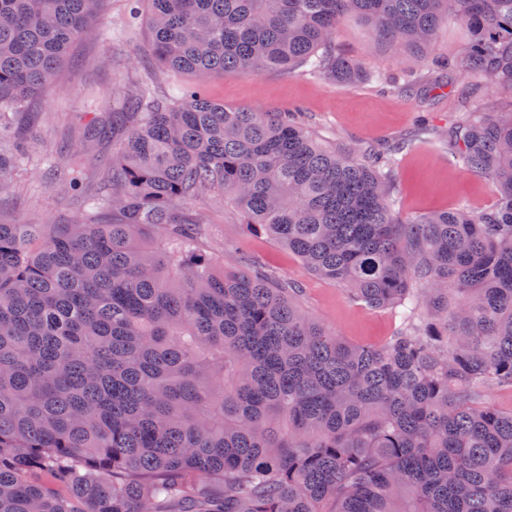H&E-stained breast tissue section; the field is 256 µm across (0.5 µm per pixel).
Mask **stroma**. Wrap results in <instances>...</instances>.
Here are the masks:
<instances>
[{
  "label": "stroma",
  "mask_w": 512,
  "mask_h": 512,
  "mask_svg": "<svg viewBox=\"0 0 512 512\" xmlns=\"http://www.w3.org/2000/svg\"><path fill=\"white\" fill-rule=\"evenodd\" d=\"M129 0H106L101 23L92 25L74 43L54 87L35 100L25 135L35 155L65 150L86 131L94 114L111 111L131 80L155 78L159 87L197 86L225 106L280 112H302L304 129L320 143L344 150L393 144L408 138L420 122L447 132L457 121L462 95L475 85L473 77L457 73L445 81L429 60L405 54L395 59L370 39L366 24L346 17L337 28V53L364 61L367 77L339 84L300 71H268L259 75L186 74L167 80L156 61L140 53L149 41L146 21L134 32L123 24ZM401 219L437 211L496 206L495 183L465 169L453 149L435 141H412L398 157L395 169ZM208 227L209 245L225 265L237 263L238 247H246L272 275L304 286L305 310L353 342L380 344L394 335L398 321L388 310H366L336 284L312 276L300 261L262 236L249 232L239 210L215 194L200 203ZM0 220L9 224L84 223L79 202L54 187L43 168L34 166L14 176L9 194L0 196Z\"/></svg>",
  "instance_id": "1"
}]
</instances>
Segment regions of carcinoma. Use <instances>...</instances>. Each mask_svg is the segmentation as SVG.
<instances>
[{
  "instance_id": "1",
  "label": "carcinoma",
  "mask_w": 512,
  "mask_h": 512,
  "mask_svg": "<svg viewBox=\"0 0 512 512\" xmlns=\"http://www.w3.org/2000/svg\"><path fill=\"white\" fill-rule=\"evenodd\" d=\"M104 0H0V192L34 161L13 117L50 89ZM170 73L299 69L353 83L332 35L355 14L392 56L462 22L441 63L495 88L448 143L491 210L396 216L395 157L318 143L282 112L138 84L53 183L103 224H0V512H512V0H131ZM112 165L79 168L111 126ZM222 191L251 232L367 309L343 340L303 288L226 269L191 203Z\"/></svg>"
}]
</instances>
